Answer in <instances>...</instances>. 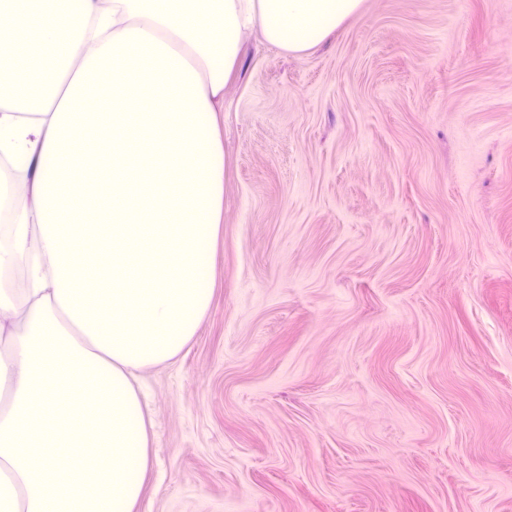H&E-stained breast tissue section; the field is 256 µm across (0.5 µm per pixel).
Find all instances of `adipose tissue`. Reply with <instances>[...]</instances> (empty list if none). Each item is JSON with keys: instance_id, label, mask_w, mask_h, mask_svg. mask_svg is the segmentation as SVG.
Listing matches in <instances>:
<instances>
[{"instance_id": "1", "label": "adipose tissue", "mask_w": 512, "mask_h": 512, "mask_svg": "<svg viewBox=\"0 0 512 512\" xmlns=\"http://www.w3.org/2000/svg\"><path fill=\"white\" fill-rule=\"evenodd\" d=\"M362 3L0 0L38 44L0 45V512H136L139 375L213 299L224 87L253 34L300 54Z\"/></svg>"}]
</instances>
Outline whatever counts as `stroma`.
I'll list each match as a JSON object with an SVG mask.
<instances>
[{
	"label": "stroma",
	"mask_w": 512,
	"mask_h": 512,
	"mask_svg": "<svg viewBox=\"0 0 512 512\" xmlns=\"http://www.w3.org/2000/svg\"><path fill=\"white\" fill-rule=\"evenodd\" d=\"M215 291L142 372L138 512H512V0L252 38Z\"/></svg>",
	"instance_id": "stroma-1"
}]
</instances>
